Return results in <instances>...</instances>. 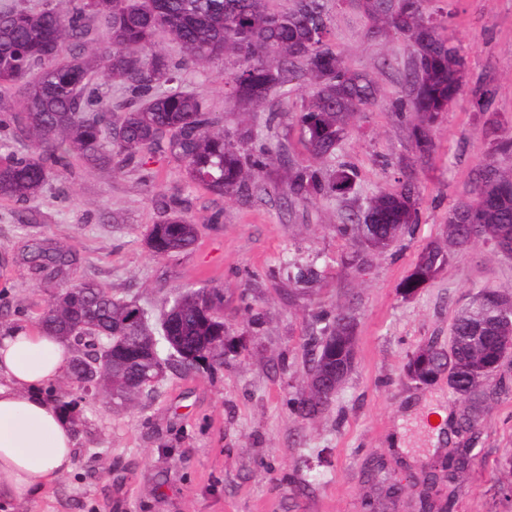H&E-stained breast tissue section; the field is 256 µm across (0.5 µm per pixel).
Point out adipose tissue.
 <instances>
[{
    "instance_id": "ef3b65f1",
    "label": "adipose tissue",
    "mask_w": 512,
    "mask_h": 512,
    "mask_svg": "<svg viewBox=\"0 0 512 512\" xmlns=\"http://www.w3.org/2000/svg\"><path fill=\"white\" fill-rule=\"evenodd\" d=\"M69 358L63 339L40 328L0 331V512H30L72 471L86 441L48 393Z\"/></svg>"
}]
</instances>
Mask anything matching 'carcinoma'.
Masks as SVG:
<instances>
[{"label":"carcinoma","mask_w":512,"mask_h":512,"mask_svg":"<svg viewBox=\"0 0 512 512\" xmlns=\"http://www.w3.org/2000/svg\"><path fill=\"white\" fill-rule=\"evenodd\" d=\"M269 0H73L66 11L47 4L39 9L6 4L0 7V99L13 87L25 95L17 109L0 115L13 135L27 142V152L0 163V197L26 201L35 196L60 168L76 158L92 167H110L115 157L141 162L168 153L184 164L189 180L211 194L264 189V176L277 162L288 164V196L344 200L354 191V167L339 160L332 171L303 167L255 146L257 134L246 128L230 137L222 118L206 101L175 87L178 75L168 57L157 50L163 36L177 41L190 59L201 62L231 51L238 69L228 78L238 103L258 112L267 96L283 89L296 73L308 76L309 99L298 116L309 153L322 159L336 155L349 125L377 103L372 76L351 66L329 39L326 0H293V7L275 12ZM433 0H352L371 22L369 35L400 36L411 48L406 91L391 102L394 112L410 121L416 153L433 150L431 128L465 94V59L455 45L450 16L431 8ZM101 22L107 37H91ZM126 85L130 99L112 105L100 92L99 75ZM496 89L484 84L475 92L474 107L487 115L485 124L499 127L491 112ZM419 183L404 175L399 187L381 190L336 226L353 233L368 252L382 240L398 241L419 223ZM154 249L170 257L194 246L193 224L174 206L149 229ZM448 239L458 246L476 240L512 256V167L488 161L478 171L472 197L448 210ZM28 262L46 280L68 277L76 256L68 247L30 246ZM447 255L425 248L402 287L418 288L429 271L439 270ZM491 288L476 292L455 317L450 350L428 347V355H412L407 370L419 377L450 371V388L465 403L463 430L479 418L473 405L487 400L484 384L512 351V309L491 304ZM224 289L203 286L178 291L164 302L157 319L148 309L129 321L127 301L94 281L69 285L63 307L44 309L40 325L77 346L72 368L94 375L103 368L112 378V401L131 405L140 377L157 364L147 351L176 355L171 364L192 368L183 353L211 355L219 363L227 353L217 337L225 335ZM340 309L317 315L322 327L304 340L310 354V391L292 402L293 413L310 418L332 398L315 393L317 380L337 363L346 335ZM117 343L112 359L100 360L107 337ZM469 449L448 456V480L468 462Z\"/></svg>","instance_id":"carcinoma-1"}]
</instances>
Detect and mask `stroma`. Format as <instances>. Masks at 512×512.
Masks as SVG:
<instances>
[{
	"mask_svg": "<svg viewBox=\"0 0 512 512\" xmlns=\"http://www.w3.org/2000/svg\"><path fill=\"white\" fill-rule=\"evenodd\" d=\"M467 55V88L490 82L501 133L512 134V0H440ZM330 38L354 68L372 73L379 106L350 127L338 155L355 168L357 196L347 201L288 200L285 173L269 168L264 192L218 197L188 181L172 156L119 172H86L73 162L34 198L0 197V330L36 325L62 289L38 279L24 256L32 242L68 246L79 259L75 281L95 280L117 296L161 308L165 297L204 285L224 291L228 338L245 343L224 364L167 370L153 393L118 408L109 397L79 407L97 445L79 448L66 475L35 512H360L364 499H383L385 512H417V489L384 500L366 462L417 475L448 451L469 449L449 512H512V356L491 379L475 433L453 426L432 446V409L460 418L463 406L447 377L420 385L405 374L409 356L447 348L455 316L477 288L512 294V259L478 242L451 249L442 269L418 294L401 282L426 245L444 241L448 210L469 195L488 161L490 138L470 101L436 123V149L418 170L420 215L412 234L360 267L347 260L359 244L337 234L359 200L398 186L397 163L410 153L408 134L390 110L411 67L403 38L371 39L358 10L333 6ZM159 47L181 76V88L208 102L224 130L266 123L265 142L293 163L316 165L296 122L308 96L305 80L290 94L273 92L261 112L242 111L227 79L235 55L189 59L180 44ZM176 198L202 230L194 248L159 258L146 246L160 202ZM219 222H212V215ZM314 265L316 282L291 295L289 264ZM341 306L356 320L355 362L321 413L302 419L289 402L307 391L303 339L319 307Z\"/></svg>",
	"mask_w": 512,
	"mask_h": 512,
	"instance_id": "35a3bbf8",
	"label": "stroma"
}]
</instances>
